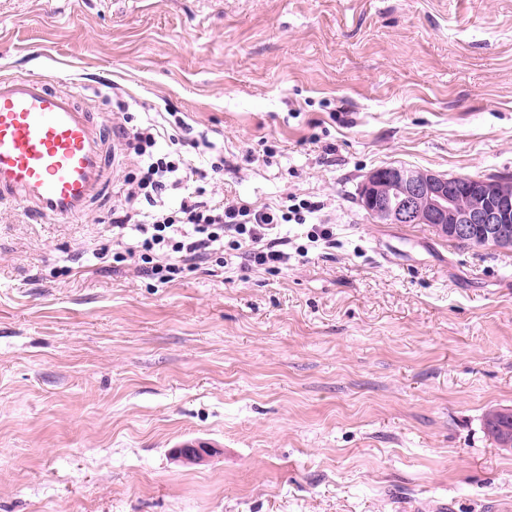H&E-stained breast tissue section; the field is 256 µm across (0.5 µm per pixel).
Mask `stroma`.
Returning <instances> with one entry per match:
<instances>
[{
    "instance_id": "35a3bbf8",
    "label": "stroma",
    "mask_w": 512,
    "mask_h": 512,
    "mask_svg": "<svg viewBox=\"0 0 512 512\" xmlns=\"http://www.w3.org/2000/svg\"><path fill=\"white\" fill-rule=\"evenodd\" d=\"M21 73L117 130L177 113L208 197L323 202L334 243L161 287L93 257L120 184L0 209V512H512V250L357 200L383 166L512 175V0H0ZM485 425L488 436L495 443L499 444L501 437L506 434L512 438V411L507 409L489 413Z\"/></svg>"
}]
</instances>
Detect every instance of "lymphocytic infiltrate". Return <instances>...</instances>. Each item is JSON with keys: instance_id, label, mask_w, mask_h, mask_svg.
<instances>
[{"instance_id": "1", "label": "lymphocytic infiltrate", "mask_w": 512, "mask_h": 512, "mask_svg": "<svg viewBox=\"0 0 512 512\" xmlns=\"http://www.w3.org/2000/svg\"><path fill=\"white\" fill-rule=\"evenodd\" d=\"M188 129L181 122L171 133L150 119L125 130V148L135 155L137 171L125 178L123 203L112 218L117 246L96 252V259L133 265L166 285L227 249L242 265L269 270L287 267L292 256L306 257L307 248L291 247L279 228L305 223L320 203L297 199L288 206L255 208L239 201H204L195 185L197 168L176 154Z\"/></svg>"}]
</instances>
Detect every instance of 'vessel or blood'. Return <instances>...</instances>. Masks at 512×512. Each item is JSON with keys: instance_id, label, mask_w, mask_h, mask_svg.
Returning <instances> with one entry per match:
<instances>
[{"instance_id": "b4317fda", "label": "vessel or blood", "mask_w": 512, "mask_h": 512, "mask_svg": "<svg viewBox=\"0 0 512 512\" xmlns=\"http://www.w3.org/2000/svg\"><path fill=\"white\" fill-rule=\"evenodd\" d=\"M116 143L83 95L41 75L0 78V206L74 219L109 198Z\"/></svg>"}]
</instances>
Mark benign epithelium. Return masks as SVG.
<instances>
[{"label":"benign epithelium","instance_id":"1","mask_svg":"<svg viewBox=\"0 0 512 512\" xmlns=\"http://www.w3.org/2000/svg\"><path fill=\"white\" fill-rule=\"evenodd\" d=\"M455 176L419 168L386 166L371 170L358 189V202L383 224H430L451 240H466L471 225L486 227L494 248H511L512 237L503 228L512 223V199L499 193L497 182L468 181V204L458 207L453 192Z\"/></svg>","mask_w":512,"mask_h":512}]
</instances>
